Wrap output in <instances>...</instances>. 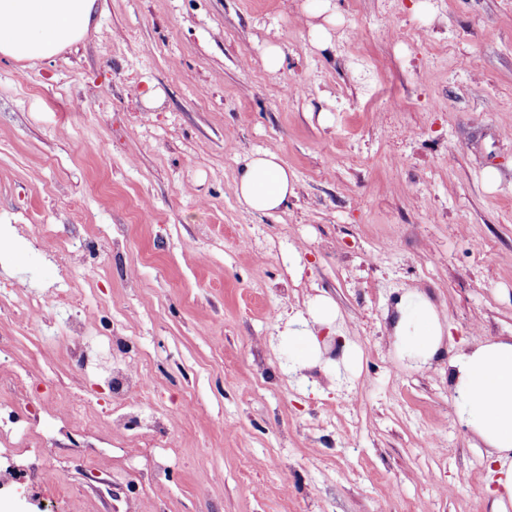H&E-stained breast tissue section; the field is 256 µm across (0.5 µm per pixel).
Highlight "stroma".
<instances>
[{"label":"stroma","mask_w":512,"mask_h":512,"mask_svg":"<svg viewBox=\"0 0 512 512\" xmlns=\"http://www.w3.org/2000/svg\"><path fill=\"white\" fill-rule=\"evenodd\" d=\"M332 2L319 44L318 0H96L76 47L0 60V329L18 338L0 375L25 365L106 412V376L132 357L155 379L144 411L167 426L142 442L114 428L100 449L41 400L31 416L56 432L69 487L31 476L0 512H112L83 469L94 452L130 512H492L447 358L401 361L386 312L418 289L449 349L512 336V0ZM258 150L296 177L271 215L235 193ZM32 224L50 230L42 245ZM60 238L80 255L65 282ZM22 285L66 287L94 335L132 337L130 355L68 366L70 311L55 306L32 346L10 309ZM318 296L360 361L289 371L285 321Z\"/></svg>","instance_id":"stroma-1"}]
</instances>
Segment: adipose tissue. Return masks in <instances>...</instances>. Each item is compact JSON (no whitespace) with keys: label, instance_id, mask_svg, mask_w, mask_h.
Instances as JSON below:
<instances>
[{"label":"adipose tissue","instance_id":"ef3b65f1","mask_svg":"<svg viewBox=\"0 0 512 512\" xmlns=\"http://www.w3.org/2000/svg\"><path fill=\"white\" fill-rule=\"evenodd\" d=\"M96 0H0V58L45 60L83 40L95 24ZM296 194L294 175L271 150L251 155L236 178V195L246 209L273 213ZM335 303L319 296L305 312L288 319V349L297 360L317 363L320 332L331 327ZM398 356L417 366L432 364L444 352L446 329L434 303L409 292L395 304L392 319ZM448 382L456 419L486 446L495 472L494 512L512 505V338L460 349L448 357Z\"/></svg>","mask_w":512,"mask_h":512}]
</instances>
